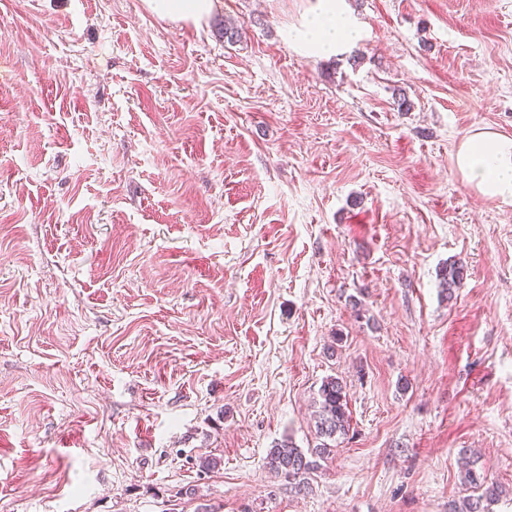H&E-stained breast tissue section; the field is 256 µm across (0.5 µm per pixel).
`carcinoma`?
<instances>
[{"label":"carcinoma","instance_id":"cac0c4a2","mask_svg":"<svg viewBox=\"0 0 512 512\" xmlns=\"http://www.w3.org/2000/svg\"><path fill=\"white\" fill-rule=\"evenodd\" d=\"M463 279L464 267L455 260L448 262L440 271L441 287L448 294L460 287ZM318 396L315 434L320 443L310 449V454L320 458L329 454L331 444L336 442V436L349 432L347 383L340 378L329 377L323 381ZM266 466L288 480V483L302 489L305 487V475L314 469L315 462L292 441L285 439L270 448L266 456ZM462 472L461 484L466 496L460 501H451L448 512H489V505L499 501L505 488L488 479L472 462H465Z\"/></svg>","mask_w":512,"mask_h":512}]
</instances>
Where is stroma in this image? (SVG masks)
I'll return each mask as SVG.
<instances>
[{
  "label": "stroma",
  "instance_id": "stroma-1",
  "mask_svg": "<svg viewBox=\"0 0 512 512\" xmlns=\"http://www.w3.org/2000/svg\"><path fill=\"white\" fill-rule=\"evenodd\" d=\"M349 2L310 60L307 0H0V512H448L467 456L512 512V205L456 165L512 137V0ZM155 16L199 25L216 11L220 0H144ZM362 38L347 0H308L299 22L288 28L289 46L307 59L336 56ZM441 287L448 293V298H452L454 288H459L464 279V267L458 261L448 262L440 271ZM318 409L315 414V434L320 440L316 448L310 449L311 456L318 458L328 455L331 447L327 442L336 443L337 435H347L350 429V415L347 402V383L337 377L323 381L319 392ZM265 460L271 471L283 476L299 490L306 487L304 475L310 473L316 466V461H311L300 448L287 439L270 448Z\"/></svg>",
  "mask_w": 512,
  "mask_h": 512
}]
</instances>
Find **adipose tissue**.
Masks as SVG:
<instances>
[{"mask_svg": "<svg viewBox=\"0 0 512 512\" xmlns=\"http://www.w3.org/2000/svg\"><path fill=\"white\" fill-rule=\"evenodd\" d=\"M155 16L201 23L216 11L219 0H145ZM362 37L347 0H308L299 22L289 27L290 47L307 59L344 52ZM464 180L486 198L512 203V138L487 130L467 137L457 153Z\"/></svg>", "mask_w": 512, "mask_h": 512, "instance_id": "ef3b65f1", "label": "adipose tissue"}]
</instances>
